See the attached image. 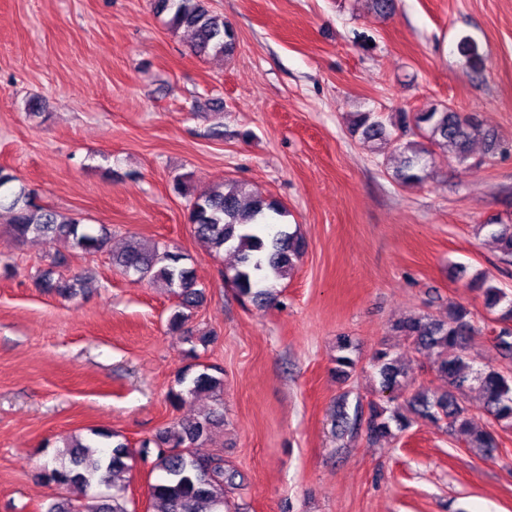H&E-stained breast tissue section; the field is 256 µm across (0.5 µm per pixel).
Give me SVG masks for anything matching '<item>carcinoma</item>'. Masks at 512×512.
<instances>
[{
	"label": "carcinoma",
	"instance_id": "obj_1",
	"mask_svg": "<svg viewBox=\"0 0 512 512\" xmlns=\"http://www.w3.org/2000/svg\"><path fill=\"white\" fill-rule=\"evenodd\" d=\"M156 8L170 14L172 30L191 32L193 50L230 54L236 44V33L224 16L210 10L205 0H155ZM465 65L474 73L484 69L478 44L469 36L458 42ZM353 133L366 142L388 146L397 157L392 177L402 184L421 183L429 177L433 166V148H451L461 165L471 157L472 145L484 143L485 154L494 156L512 152V141L505 142L486 130L472 116L463 115L449 105L433 106L424 112H400L398 120L387 127L379 112H358L354 116ZM17 178L0 168V209L11 214L10 230L14 238L29 241L62 239L83 254L108 251L112 231L100 226L92 230L77 218H66L57 211L33 202L25 186L14 188ZM287 208L272 198L255 196L247 184L232 181L221 189L197 193L189 205V222L194 237L210 256L224 251L235 255L236 264L225 280L241 298L259 305L277 300L276 282L288 277L305 251V240L298 231H288L283 218ZM487 231L496 243L499 260L512 263V224L490 222L479 224L476 233ZM182 257L165 248L147 247L131 238L124 249L112 255V265L123 272L159 284L176 295L179 309L169 319L174 330L183 329L192 310L204 300L197 288L192 268L181 264ZM34 284L41 290L61 298L74 297L81 291V277H54L50 270L37 275ZM469 285L482 293L487 310L499 314L504 326L493 336L501 356L512 360V294L494 285L484 274L476 272ZM395 328L408 339L416 351H427L435 371L448 383L444 392L415 391L403 405L382 406L371 402L368 411L356 406L353 416L343 415V435H358L366 427L371 438L387 437L393 431L404 432L423 421L444 425L449 434L462 439L469 450L486 458L494 457L499 442L495 432L478 424L476 417L459 400L465 391L477 392L485 414L501 428H512V369L508 367H476L472 365L470 345L475 327L470 311L456 303H448L446 313L409 316ZM336 375L343 381L355 372L357 360L351 356V342H338L335 359ZM373 367L379 376V391L396 399V393L410 388L407 372L399 359L387 349L376 351ZM221 369L205 365L189 381L186 394L218 397L224 391ZM224 425V413L216 406L192 420L166 426L153 437L133 449L119 435L103 429H89V437L76 438L68 446V460L45 464L40 479L43 484L71 493L54 500L46 512H130L125 488L112 486V495L89 504L84 493L92 484H106L99 477L104 472L115 475L131 468L135 456L151 463V470L161 478L150 485V497L156 512H224L225 488L235 485L236 472L224 467V459L215 454L200 457L193 451L209 439L215 429Z\"/></svg>",
	"mask_w": 512,
	"mask_h": 512
}]
</instances>
